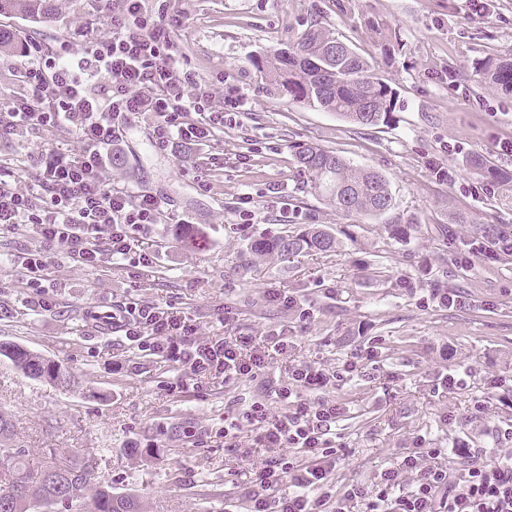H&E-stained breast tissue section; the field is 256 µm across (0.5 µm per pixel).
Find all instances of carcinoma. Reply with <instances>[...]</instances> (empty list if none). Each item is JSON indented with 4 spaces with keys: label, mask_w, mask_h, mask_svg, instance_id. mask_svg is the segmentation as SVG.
Returning <instances> with one entry per match:
<instances>
[{
    "label": "carcinoma",
    "mask_w": 512,
    "mask_h": 512,
    "mask_svg": "<svg viewBox=\"0 0 512 512\" xmlns=\"http://www.w3.org/2000/svg\"><path fill=\"white\" fill-rule=\"evenodd\" d=\"M52 10L50 0H0V15L21 14L41 20ZM254 65L291 100L334 112L356 124H385L395 110L394 89L373 72L368 60L315 24L288 48L273 51ZM474 72L492 87L512 92V59H482L474 64ZM297 162L311 188L345 213L379 217L393 208L389 181L377 170L359 167L318 146L299 148ZM470 165L484 179L504 180L502 170L481 157H472ZM336 245L332 232L313 227L258 240L250 250L285 260L303 252H330ZM0 357L32 379L63 389L76 384L63 363L47 360L16 343L1 341ZM12 436V420L0 413V512H144L138 495L114 494L111 486L88 479L97 471L90 458L32 471L26 463V450L16 447Z\"/></svg>",
    "instance_id": "1"
}]
</instances>
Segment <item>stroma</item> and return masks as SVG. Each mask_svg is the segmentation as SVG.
Segmentation results:
<instances>
[{"label":"stroma","instance_id":"1","mask_svg":"<svg viewBox=\"0 0 512 512\" xmlns=\"http://www.w3.org/2000/svg\"><path fill=\"white\" fill-rule=\"evenodd\" d=\"M51 21L0 15L13 37L0 51V101L18 97L20 69L33 45L86 50L77 29L108 32L99 0H53ZM148 10L180 19L175 43L185 70L224 115L212 138L187 149L155 145L151 116L130 115L113 147L120 164L103 181L164 200L161 223L137 236V250L155 262L137 275L117 267L81 269L53 252L45 287L50 309L34 307L18 264L38 243L35 230L0 233V341L63 362L78 385L64 390L18 372L0 358V413L32 468L88 456L113 492L141 495L146 512H244L247 477L224 440L212 436L224 415L261 396L280 405L274 384L293 366L311 362L342 370L356 353L377 347L363 376L337 383L345 406L335 433L345 445L335 482L373 488L380 474L415 446L449 452L459 441L494 458L511 446L499 427L512 423V254L464 262L483 225L512 227V188L486 192L469 166L482 155L512 171V93L474 75L485 57L512 58V0H489L484 16L467 0H145ZM385 22L397 39L384 45L369 26ZM354 46L396 90L388 123L365 127L335 113L275 93L253 64L288 47L311 24ZM237 88L240 112H225L224 87ZM315 145L359 166L382 171L394 206L380 217L348 215L328 204L299 171L298 147ZM54 148L80 152L74 128L32 130L0 140V169L20 184L35 182V158ZM452 171L436 179L434 167ZM205 174L209 189L198 185ZM252 223H242V195ZM197 235L187 244L179 221ZM411 230L399 237L395 225ZM320 226L335 233V251L283 261L258 257L242 268L248 243L259 236ZM285 291L311 302L312 318L272 304ZM465 297L461 307L443 293ZM133 301L172 305L195 319L202 335L249 336L284 331L292 345L271 359L265 381L209 377L198 388L171 391L177 371L124 342L110 319ZM458 386L439 392L446 369ZM137 441L138 455L125 451Z\"/></svg>","mask_w":512,"mask_h":512}]
</instances>
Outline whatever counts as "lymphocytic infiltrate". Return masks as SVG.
Masks as SVG:
<instances>
[{"label":"lymphocytic infiltrate","mask_w":512,"mask_h":512,"mask_svg":"<svg viewBox=\"0 0 512 512\" xmlns=\"http://www.w3.org/2000/svg\"><path fill=\"white\" fill-rule=\"evenodd\" d=\"M116 2L109 35L84 33L89 48L78 58L33 56L20 72L23 96L0 114V139L71 125L84 145L78 156L55 151L40 156L32 186L0 177V229L22 233L32 225L41 239L20 266L35 306L44 310L50 307L43 295L50 250L83 269L153 262L133 243L139 230L159 223L161 200L102 180L125 119L134 112L153 113L161 149L174 139L198 146L213 132L215 120L205 115L203 97L188 91L190 77L174 42L178 21L148 11L143 0ZM146 88L147 98L141 95ZM118 321L132 349L162 358L190 382L207 375L257 380L269 357L287 353L289 346L287 337L270 334L265 349L252 353L245 336H199L192 318L172 306L132 302ZM335 381L320 365L301 363L274 389L280 414L270 415L257 400L225 416L216 431L225 447H235L242 432L252 438L251 448L240 450L241 462H248L255 447L282 451L250 469L246 512H350L348 504L355 500L363 501L365 512H512V457L491 462L463 442L454 448L457 472L438 465L441 449L424 448L382 471L375 493L358 484L337 492L334 472L344 450L332 427L343 406L324 396Z\"/></svg>","instance_id":"obj_1"}]
</instances>
